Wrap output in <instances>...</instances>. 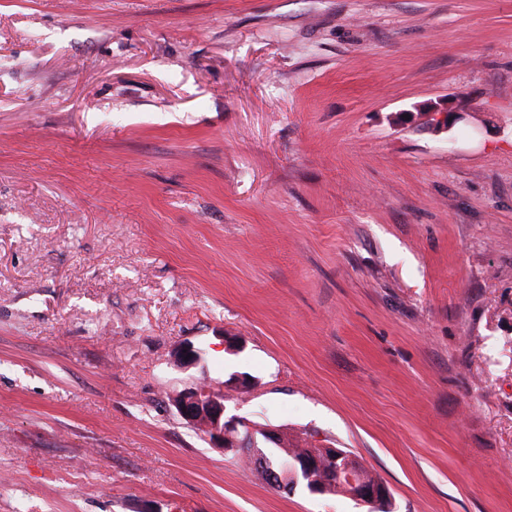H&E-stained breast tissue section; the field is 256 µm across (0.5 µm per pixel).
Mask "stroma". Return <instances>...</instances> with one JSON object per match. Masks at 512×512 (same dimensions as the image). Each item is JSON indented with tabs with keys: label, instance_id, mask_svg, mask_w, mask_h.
I'll return each mask as SVG.
<instances>
[{
	"label": "stroma",
	"instance_id": "obj_1",
	"mask_svg": "<svg viewBox=\"0 0 512 512\" xmlns=\"http://www.w3.org/2000/svg\"><path fill=\"white\" fill-rule=\"evenodd\" d=\"M198 383L391 512H512V0H0V512H375ZM172 400L179 416L193 426L202 427L211 443L224 453L238 455L241 441L237 434L245 428L250 434L257 429L243 419L226 417L223 387L218 390L200 385L186 388ZM265 436H266V445H277L281 446L282 440H283V429L280 427H274V426H266L263 428H260ZM305 442L303 439H299L297 437H288L286 441L283 443V445L280 448H276V453L281 456L283 459H288V456L290 453L292 454H298L303 450L302 443ZM264 448H253L254 460L257 467L265 471L270 483L284 492H292L297 486V476L301 475L306 481V489L311 494H321L325 485L318 476L327 470L338 480H346L350 493L349 496L360 503L383 507L382 505L390 498V491L384 482L371 471L367 475L372 479H364L363 473L367 470L366 465L357 457L349 454L341 448L324 445L315 448H308V451L299 457H293L288 465H279L274 458H268L263 453ZM243 460L248 464H253L251 456L250 443L247 442L243 449ZM336 464V467L328 468V465ZM254 465V464H253ZM254 465L258 475L266 483L270 484L264 473ZM271 485V484H270Z\"/></svg>",
	"mask_w": 512,
	"mask_h": 512
}]
</instances>
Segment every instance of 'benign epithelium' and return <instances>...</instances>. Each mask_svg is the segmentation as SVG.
<instances>
[{
    "instance_id": "1",
    "label": "benign epithelium",
    "mask_w": 512,
    "mask_h": 512,
    "mask_svg": "<svg viewBox=\"0 0 512 512\" xmlns=\"http://www.w3.org/2000/svg\"><path fill=\"white\" fill-rule=\"evenodd\" d=\"M173 357L176 366L183 369L194 367L201 361L199 351L190 343L180 345ZM173 406L182 419L193 426L202 427L211 443L226 453L236 455L240 451L241 441L237 434L241 430L246 428L251 433L255 432V428L245 420L226 416L222 388L214 390L200 385L186 388L173 398ZM253 453L257 467L266 473L270 483L287 493L297 488L299 475L305 479L309 493H322L325 484L319 474L326 470L336 480L347 482L349 496L357 502L380 508L390 498L387 485L364 478L366 465L341 448L330 445L310 448L286 466L267 457L261 448L253 449Z\"/></svg>"
}]
</instances>
